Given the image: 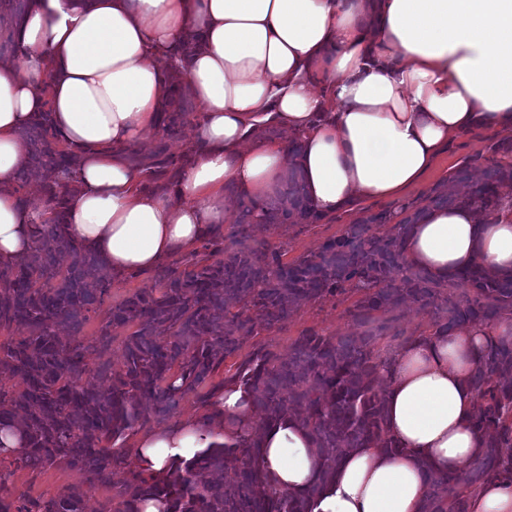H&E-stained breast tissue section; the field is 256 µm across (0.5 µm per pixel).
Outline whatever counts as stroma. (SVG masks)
Wrapping results in <instances>:
<instances>
[{
	"mask_svg": "<svg viewBox=\"0 0 512 512\" xmlns=\"http://www.w3.org/2000/svg\"><path fill=\"white\" fill-rule=\"evenodd\" d=\"M181 108L191 113L192 118L201 112L200 106L188 99L182 101ZM192 118L185 121L179 134L173 137L164 135L159 130L146 133L144 144L138 149L140 157L149 159L161 154L176 158L184 154L191 145L194 129ZM503 141L512 142V130H470L452 140L442 150L430 170L402 196L384 200L358 199L349 208L328 215L318 224H254L250 227L252 239L273 248H287V257L291 260L318 251L327 238L341 236L351 224L368 216L382 212L396 214L404 207L413 210L425 206L429 196L450 188V179L460 167H468L473 179H480L484 169L494 158L493 145ZM151 283L152 275L148 272L113 277L102 309L93 314L83 326L80 340L91 341L105 319L108 308ZM348 305V300L341 296L303 306L287 321L272 330L262 332L259 340L271 351L284 356L287 355L293 339L308 328L325 335L353 338L362 336L364 329L351 320L346 312ZM81 485L86 486L84 475L78 470L64 467H51L38 472L18 469L7 481V488L11 492H24L33 498L56 497Z\"/></svg>",
	"mask_w": 512,
	"mask_h": 512,
	"instance_id": "stroma-1",
	"label": "stroma"
}]
</instances>
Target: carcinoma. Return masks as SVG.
<instances>
[{
	"instance_id": "carcinoma-1",
	"label": "carcinoma",
	"mask_w": 512,
	"mask_h": 512,
	"mask_svg": "<svg viewBox=\"0 0 512 512\" xmlns=\"http://www.w3.org/2000/svg\"><path fill=\"white\" fill-rule=\"evenodd\" d=\"M24 136L30 162L57 179L44 187L45 207L35 225V241L20 262L0 267V374L14 383L0 384V429H22L26 447L0 455V467L31 470L65 466L82 471L89 486H112L102 512H140L154 499L165 512H311V501L336 475L352 448L400 451L385 426V390L380 379L387 358L377 343L393 330V312L409 302L429 317L427 331L446 335L461 324L512 316V275L489 277L469 272L447 280L404 267L401 262L409 225L431 207L501 205L498 186L512 183V163L491 161L486 179L468 183V167L453 181L466 191L441 192L427 205L400 218L376 214L327 239L316 253L284 260L287 251L252 243L253 207L242 202V220L234 225L231 246L217 230L194 251L160 267L152 285L108 311L90 342L64 343L57 328L79 334L97 313L111 276L94 255L78 248L64 233L68 182L75 167L55 137L49 115ZM317 224L323 216L309 206L297 175L269 205L266 223L288 220ZM184 266L178 271V266ZM350 294L352 320L364 336L349 340L314 329L303 331L284 359L260 343L243 351L247 339L269 331L299 308L328 297ZM129 330L123 344L125 364L112 371L104 361L95 371L85 364L92 350L104 353L112 327ZM19 327L25 335H12ZM235 371L215 381L225 361ZM227 380L251 395L256 413L268 425L293 413L310 428L322 460L320 483L302 496L259 485L255 461L257 436L236 446L209 448L186 462L175 460L162 477L146 475L134 464L138 449L126 445L130 432L166 421L178 401L193 394L211 420L209 404ZM480 408L473 425L480 435L479 458L464 475L440 473L421 464L426 492L421 512H469V488L478 483L512 484V341L492 348L470 377ZM128 478L112 485V472ZM237 478L224 481V471ZM86 493L79 487L48 499L25 493L0 495V512H84Z\"/></svg>"
}]
</instances>
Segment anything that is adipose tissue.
<instances>
[{
  "label": "adipose tissue",
  "instance_id": "1",
  "mask_svg": "<svg viewBox=\"0 0 512 512\" xmlns=\"http://www.w3.org/2000/svg\"><path fill=\"white\" fill-rule=\"evenodd\" d=\"M10 27L23 56L0 58V264L34 242L39 208L18 198L23 129L49 114L77 161L64 228L111 274L149 270L235 223L225 187L254 203L298 171L327 215L354 199L402 195L439 151L475 127L512 129V0H29ZM194 42L186 59L177 47ZM329 87V95L319 87ZM188 98L202 108L195 159L166 194L140 191L124 149ZM275 126L283 138L268 137ZM405 266L446 278L472 267L512 274V205L429 209L409 229ZM512 318L416 339L391 357L386 427L401 454L346 452L312 512H420L421 466L474 462L479 401L467 384ZM259 430L260 483L295 495L321 460L295 415L258 427L250 395L225 384L214 420L138 439L136 464L164 475Z\"/></svg>",
  "mask_w": 512,
  "mask_h": 512
}]
</instances>
